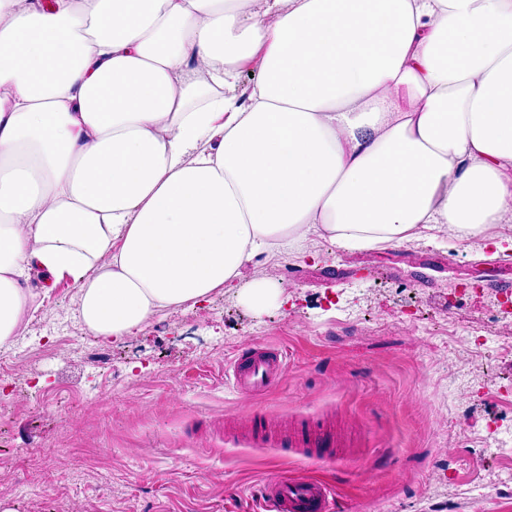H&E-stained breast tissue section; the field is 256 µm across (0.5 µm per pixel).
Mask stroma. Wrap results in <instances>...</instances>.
Segmentation results:
<instances>
[{
	"instance_id": "35a3bbf8",
	"label": "stroma",
	"mask_w": 512,
	"mask_h": 512,
	"mask_svg": "<svg viewBox=\"0 0 512 512\" xmlns=\"http://www.w3.org/2000/svg\"><path fill=\"white\" fill-rule=\"evenodd\" d=\"M310 249L319 261L259 258L209 301L91 348L72 282L33 285L37 313L0 393V512H254L285 476L328 482L340 512H512L494 498L512 449L476 453L512 426V255L480 235ZM259 280L280 289L256 307L245 291ZM463 327L492 344H449ZM254 345L288 351L261 395L225 378ZM258 415L332 421L345 446L321 460L234 445Z\"/></svg>"
}]
</instances>
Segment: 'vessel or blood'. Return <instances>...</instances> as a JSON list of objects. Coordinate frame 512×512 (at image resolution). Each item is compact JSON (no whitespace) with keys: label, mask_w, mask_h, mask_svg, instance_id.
Segmentation results:
<instances>
[{"label":"vessel or blood","mask_w":512,"mask_h":512,"mask_svg":"<svg viewBox=\"0 0 512 512\" xmlns=\"http://www.w3.org/2000/svg\"><path fill=\"white\" fill-rule=\"evenodd\" d=\"M285 366L283 349L252 347L233 360L228 376L238 390L260 394L276 384ZM290 437L296 445L318 446L326 457L334 455L335 440L323 426H297L292 428ZM260 508L262 512H333L334 491L312 477H283L264 485Z\"/></svg>","instance_id":"1"}]
</instances>
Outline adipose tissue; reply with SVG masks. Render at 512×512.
Returning a JSON list of instances; mask_svg holds the SVG:
<instances>
[{"instance_id":"1","label":"adipose tissue","mask_w":512,"mask_h":512,"mask_svg":"<svg viewBox=\"0 0 512 512\" xmlns=\"http://www.w3.org/2000/svg\"><path fill=\"white\" fill-rule=\"evenodd\" d=\"M511 223L512 0H0V349L36 270L117 340L313 237Z\"/></svg>"}]
</instances>
